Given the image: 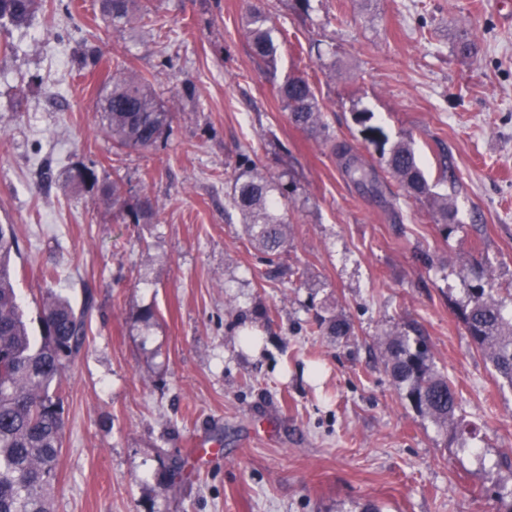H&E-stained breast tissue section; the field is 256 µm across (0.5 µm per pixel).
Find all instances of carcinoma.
Returning a JSON list of instances; mask_svg holds the SVG:
<instances>
[{"label": "carcinoma", "mask_w": 512, "mask_h": 512, "mask_svg": "<svg viewBox=\"0 0 512 512\" xmlns=\"http://www.w3.org/2000/svg\"><path fill=\"white\" fill-rule=\"evenodd\" d=\"M40 6V0H0V25L23 24ZM101 12L105 22L114 26H125L136 15L141 21L150 17V10L138 8V0H101ZM247 13L252 53L273 73L279 46L269 26V9L262 3H250ZM107 86L110 90L99 103V111L117 147L148 150L169 137L173 113L159 104L149 79L127 73L117 63L107 75ZM277 91L296 126L314 130L332 142L333 152L351 181L368 192L378 190L374 170L330 132L306 76L286 78ZM370 119L369 112L356 113L365 139L376 144L381 130L369 124ZM385 165L407 195L431 196L410 145H394ZM73 181L85 188L97 184L95 171L88 166L76 168ZM286 192L288 186L280 178L259 171L249 154H239L229 177L228 205L240 215L244 233L269 266L276 264L288 243ZM100 194L118 212H130L135 224H149L155 217L147 196L136 209L128 210L118 175L100 188ZM17 250L12 225L0 224V512H51L50 495L62 448V382L66 368L84 344L87 318L86 311L76 310L68 299L50 295L39 316L40 340H35L17 302L12 275ZM461 319L497 380L512 388V321L506 318L497 293L491 288L474 289ZM317 328L332 336L350 333V324L337 317L319 318ZM382 345L385 368L411 407L439 426L453 422L457 393L436 368L425 337L389 333L382 337Z\"/></svg>", "instance_id": "1"}]
</instances>
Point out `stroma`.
Returning a JSON list of instances; mask_svg holds the SVG:
<instances>
[{
    "label": "stroma",
    "mask_w": 512,
    "mask_h": 512,
    "mask_svg": "<svg viewBox=\"0 0 512 512\" xmlns=\"http://www.w3.org/2000/svg\"><path fill=\"white\" fill-rule=\"evenodd\" d=\"M57 2L0 27V224L15 228L21 308L35 336L47 293L88 318L63 379L51 512H507L512 388L460 311L479 285L472 261L512 291V0H269L273 75L252 56L245 0H150L156 21L135 30L106 24L98 0ZM465 38L467 58L455 53ZM88 42L99 68L79 63ZM166 55L174 67L157 71ZM118 62L176 115L158 148L117 151L103 125L102 74ZM292 73L376 169L379 194L290 121L276 86ZM363 109L381 144L355 122ZM400 142L454 224L387 173L380 149ZM251 149L289 185L276 268L225 211L227 176ZM81 165L102 184L120 172L129 205L152 200L153 223L75 187ZM320 315L350 335L313 332ZM246 329L258 352L242 347ZM415 329L475 437L396 390L381 338ZM193 440L223 457L198 465Z\"/></svg>",
    "instance_id": "35a3bbf8"
}]
</instances>
